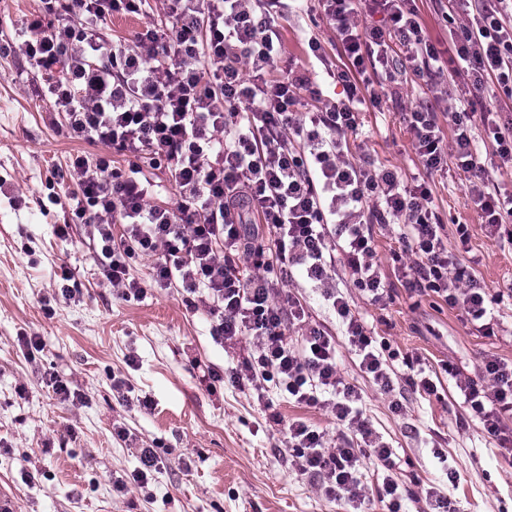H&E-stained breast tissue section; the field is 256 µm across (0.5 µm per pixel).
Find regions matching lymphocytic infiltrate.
<instances>
[{"mask_svg":"<svg viewBox=\"0 0 512 512\" xmlns=\"http://www.w3.org/2000/svg\"><path fill=\"white\" fill-rule=\"evenodd\" d=\"M452 24L457 61L445 72L412 0H318L323 19L344 48L348 67L326 74L343 98L326 100L309 75L283 62L279 21L286 0H164L163 17L133 38H112L117 15H149L150 0H41L38 15L19 31V49L51 75L45 95L63 113L67 136L98 145L73 157L60 177L75 185L64 203L97 232L103 274L124 297H142L129 261L156 258L153 284L181 285L190 310L203 311L221 343L248 342L247 355L228 371L230 382H274L296 402L318 405L322 394L348 434L331 448L304 421L288 426V445L300 474L327 496L364 502L365 457L391 468L393 452L369 426L354 386L336 365V340L284 291V272L320 290L341 320L361 370L390 389L395 352L380 353L359 315L336 290L344 269L371 304L390 288L374 241L377 224L400 223V240L414 261L406 288L430 292L459 307L482 336L497 321L486 288L453 261L442 237L432 191L369 157L344 154L358 128L365 70L402 86L405 74L424 79L430 99L406 108L402 121L426 173L456 165L468 175V196L490 237L512 242V192L493 174L512 168V117L493 120L489 87L512 99V0H433ZM373 17L370 25L361 16ZM468 89L452 103L449 82ZM315 100L307 108V100ZM447 103L452 137H445L436 103ZM486 134L492 150L477 145ZM130 158L128 170L113 154ZM170 173L175 207L153 203L141 163ZM120 233H113V226ZM299 335L288 341L287 332ZM454 379L464 405L500 447L512 446V364L484 361L485 378Z\"/></svg>","mask_w":512,"mask_h":512,"instance_id":"obj_1","label":"lymphocytic infiltrate"}]
</instances>
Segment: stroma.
<instances>
[{"instance_id": "obj_1", "label": "stroma", "mask_w": 512, "mask_h": 512, "mask_svg": "<svg viewBox=\"0 0 512 512\" xmlns=\"http://www.w3.org/2000/svg\"><path fill=\"white\" fill-rule=\"evenodd\" d=\"M40 0H0V497L17 512H348L317 481L299 474L288 446V423L301 419L340 444L341 427L326 408L217 381L213 372L236 366L247 343L225 347L203 313L186 309L177 289H154L124 299L95 260L93 229L76 223L54 203L59 173L89 144L65 138L52 125L44 80L17 49L16 31L39 11ZM285 57L308 69L333 96L325 63L346 64L344 50L319 15L316 0L280 23ZM318 38L326 62L308 60L304 42ZM416 76L401 102L380 87V107L361 112L347 137L351 158L370 155L404 177L422 168L400 119L404 105L424 98ZM428 184L443 220L448 251L472 267L487 288L498 320L495 335L481 336L461 310L435 295L404 286L391 256L400 250L399 227L378 224L374 238L392 298L372 305L337 275L336 284L363 319L376 345H390L392 393H384L359 367L343 329L318 293L288 281L311 320L335 336L337 368L362 396L376 434L393 451L392 470L363 458L366 512H383L385 477L399 486L405 512H428L436 488L453 512H512V456L482 429L461 402L442 366L482 380L483 360L512 361V300H498L512 281V244L488 237L480 211L468 200L466 176L456 166ZM69 225L68 237L56 235ZM467 225L460 242L457 225ZM38 348H30V341ZM418 359L437 386L429 395L405 379L404 357ZM62 378L69 396L55 392ZM401 400L402 412L390 407ZM129 440H120L116 428ZM153 449L159 469L147 484L132 478L136 451Z\"/></svg>"}]
</instances>
